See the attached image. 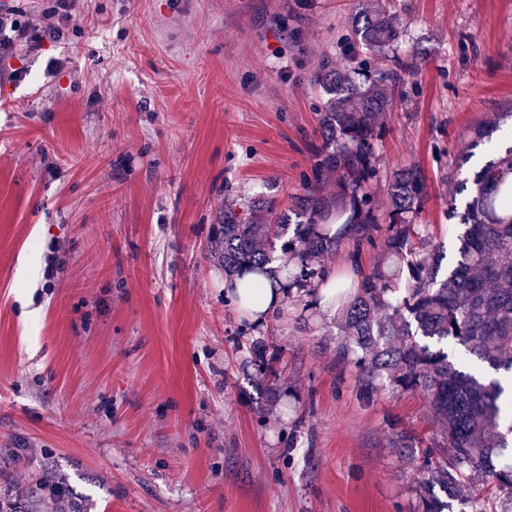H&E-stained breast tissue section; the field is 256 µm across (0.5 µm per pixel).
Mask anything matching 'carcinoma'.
<instances>
[{"label": "carcinoma", "mask_w": 512, "mask_h": 512, "mask_svg": "<svg viewBox=\"0 0 512 512\" xmlns=\"http://www.w3.org/2000/svg\"><path fill=\"white\" fill-rule=\"evenodd\" d=\"M395 29L391 16L357 19L355 35L373 51ZM371 81L358 107L348 106L355 88L333 69L318 80L331 101L323 112L322 144L314 150L304 192L292 197V236L281 247L290 223L271 202L259 201L248 216L224 213V274L243 287L261 279L299 293L318 288L321 258L350 237L380 245L391 267L357 270V281L336 283V295L354 290L338 355L356 353L365 396L388 380L427 401L439 438L425 446L416 436L392 428L395 447L421 461L417 512H512V464L494 458L512 451V424L500 430L504 383L512 384V147L463 182L470 191L461 221L460 257L437 279L436 248L419 236L415 219L423 205L424 175L414 166L394 174L384 237L370 236L380 215L370 188L378 178L374 141L383 132L382 114L391 106L386 81ZM338 174V194L329 200L318 186ZM283 264L275 269L274 253ZM461 346L449 356L441 344Z\"/></svg>", "instance_id": "cac0c4a2"}]
</instances>
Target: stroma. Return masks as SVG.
<instances>
[{
  "label": "stroma",
  "mask_w": 512,
  "mask_h": 512,
  "mask_svg": "<svg viewBox=\"0 0 512 512\" xmlns=\"http://www.w3.org/2000/svg\"><path fill=\"white\" fill-rule=\"evenodd\" d=\"M77 28L0 61V507L62 483V512H416L429 407L361 392L344 303L283 297L261 325L224 303L213 227L302 193L323 67L416 61L392 88L372 187L425 175L417 222L459 258L458 193L512 147L459 156L512 110V0H78ZM396 20L387 54L359 16ZM25 71L21 81L12 70ZM59 241L53 280L46 246Z\"/></svg>",
  "instance_id": "35a3bbf8"
}]
</instances>
